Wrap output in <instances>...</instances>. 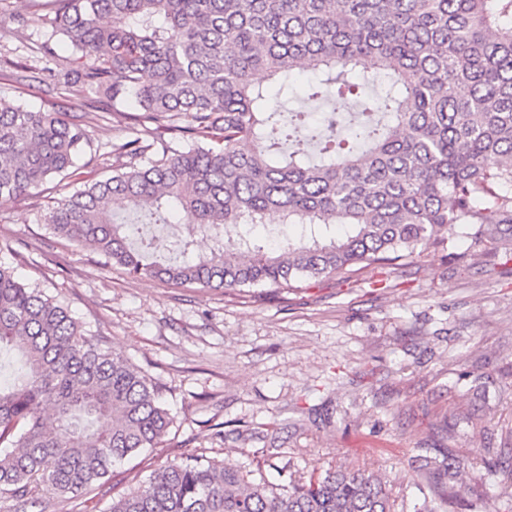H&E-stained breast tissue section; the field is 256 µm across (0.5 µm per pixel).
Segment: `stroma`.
<instances>
[{"mask_svg":"<svg viewBox=\"0 0 512 512\" xmlns=\"http://www.w3.org/2000/svg\"><path fill=\"white\" fill-rule=\"evenodd\" d=\"M30 0L0 6V98L84 124L83 179L102 180L126 159L117 149L154 134L119 112L25 69L72 66L67 42L50 62L38 50ZM64 183L53 179L0 208V265L39 284L88 335L165 384L173 421L160 447L125 462L112 484L71 499L46 495L47 512H106L113 496L161 467L203 453L264 467H360L390 480L404 512L421 502L412 464L423 448H448L475 473L447 512H498L512 483L489 472L492 449L512 444V263L462 234L409 266L373 265L348 281L305 291L220 289L133 278L90 248L53 236L46 218ZM454 426L445 439L444 423Z\"/></svg>","mask_w":512,"mask_h":512,"instance_id":"1","label":"stroma"}]
</instances>
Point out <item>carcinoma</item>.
<instances>
[{
  "label": "carcinoma",
  "instance_id": "obj_1",
  "mask_svg": "<svg viewBox=\"0 0 512 512\" xmlns=\"http://www.w3.org/2000/svg\"><path fill=\"white\" fill-rule=\"evenodd\" d=\"M38 21L44 54L65 37L73 55L70 71H42L94 112L131 107L129 119L155 124L154 157L140 161L137 139L122 144V170L48 216L55 235L131 277L296 291L407 261L469 225L480 243L512 239V0H50ZM307 67L320 73L310 99L351 95L358 112L316 124L274 108L270 85ZM175 118L191 139L180 148L164 137ZM87 144L62 113L0 99V206L68 174ZM116 199L147 224L179 213L191 232L171 241L120 222ZM271 211L302 226L273 249L247 232ZM2 368L0 498L22 510L108 483L172 423L161 384L0 266ZM417 462L414 512H437L470 475L448 450ZM488 468L512 481V448ZM108 512L398 510L389 481L364 469L314 468L280 485L260 462L190 454Z\"/></svg>",
  "mask_w": 512,
  "mask_h": 512
}]
</instances>
